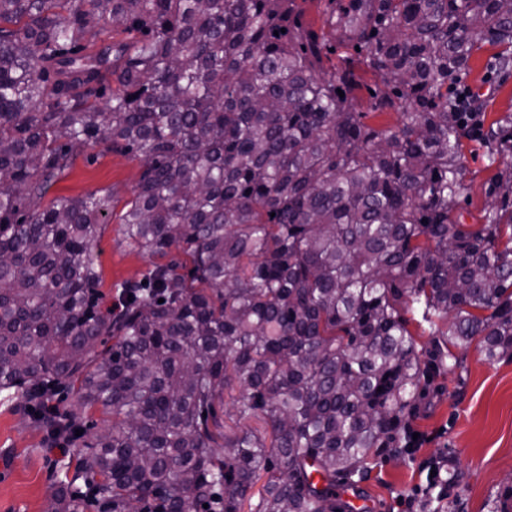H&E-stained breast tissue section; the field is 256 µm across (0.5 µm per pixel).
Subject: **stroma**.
Masks as SVG:
<instances>
[{
	"label": "stroma",
	"instance_id": "1",
	"mask_svg": "<svg viewBox=\"0 0 512 512\" xmlns=\"http://www.w3.org/2000/svg\"><path fill=\"white\" fill-rule=\"evenodd\" d=\"M492 52L487 45L474 55L469 78L489 95L491 121L512 113V75L503 78L486 69ZM465 154L464 217L477 224L492 172L483 148L469 142ZM141 172L138 158L90 144L76 151L69 175L50 192L54 198L111 193L94 248L100 290L109 302L117 299V283L140 277L151 263L127 243L120 222ZM455 355L458 367H440L419 400L412 426L423 439L420 447L384 459L358 486L341 489L352 512H396L398 496L424 482L422 466L442 459L448 462V496L434 506L421 503L419 512H491L503 490L512 487V359L488 362L476 341ZM76 453L73 447L50 448L29 414L0 399V512H47L48 493Z\"/></svg>",
	"mask_w": 512,
	"mask_h": 512
}]
</instances>
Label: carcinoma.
Here are the masks:
<instances>
[{"mask_svg": "<svg viewBox=\"0 0 512 512\" xmlns=\"http://www.w3.org/2000/svg\"><path fill=\"white\" fill-rule=\"evenodd\" d=\"M324 25L396 127L364 122L298 0H0V391H75L36 419L82 444L51 512H346L336 487L409 451L429 367L403 309L512 357V113L486 123L468 84L484 43L512 70V0H347ZM465 139L495 168L477 226ZM89 143L141 160L122 224L154 258L106 310L110 197L42 206Z\"/></svg>", "mask_w": 512, "mask_h": 512, "instance_id": "carcinoma-1", "label": "carcinoma"}]
</instances>
